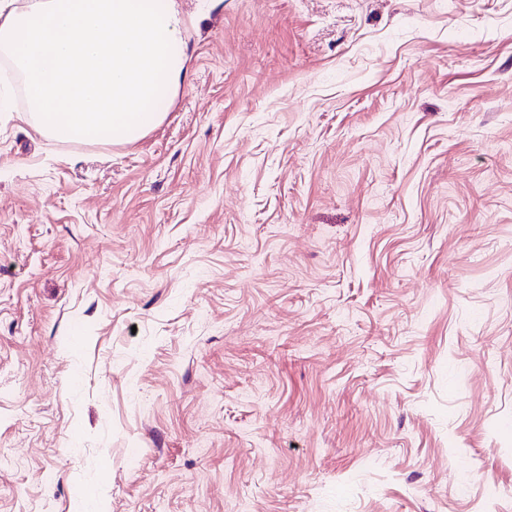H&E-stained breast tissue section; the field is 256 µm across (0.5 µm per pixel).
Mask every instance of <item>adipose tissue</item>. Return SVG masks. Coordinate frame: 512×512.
<instances>
[{"label":"adipose tissue","mask_w":512,"mask_h":512,"mask_svg":"<svg viewBox=\"0 0 512 512\" xmlns=\"http://www.w3.org/2000/svg\"><path fill=\"white\" fill-rule=\"evenodd\" d=\"M183 28L178 0H0V57L40 135L128 144L187 76Z\"/></svg>","instance_id":"obj_1"}]
</instances>
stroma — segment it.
I'll return each mask as SVG.
<instances>
[{
    "label": "stroma",
    "instance_id": "35a3bbf8",
    "mask_svg": "<svg viewBox=\"0 0 512 512\" xmlns=\"http://www.w3.org/2000/svg\"><path fill=\"white\" fill-rule=\"evenodd\" d=\"M124 145L0 59V512H512V0H179Z\"/></svg>",
    "mask_w": 512,
    "mask_h": 512
}]
</instances>
